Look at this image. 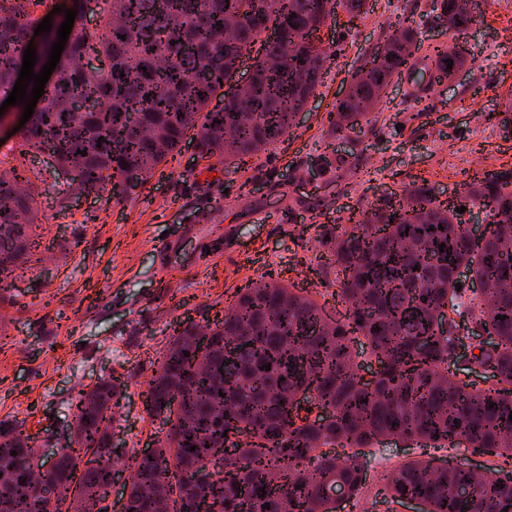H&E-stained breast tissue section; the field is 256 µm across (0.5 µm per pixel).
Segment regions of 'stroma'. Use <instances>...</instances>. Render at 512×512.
I'll return each instance as SVG.
<instances>
[{"label":"stroma","mask_w":512,"mask_h":512,"mask_svg":"<svg viewBox=\"0 0 512 512\" xmlns=\"http://www.w3.org/2000/svg\"><path fill=\"white\" fill-rule=\"evenodd\" d=\"M466 30L469 54L452 77L405 69L382 92L370 122L332 132L330 113L350 74L380 49L388 21L413 17L419 54L447 41L433 0H368L350 19L337 10L315 38L328 51L322 83L284 141L236 167L203 159L184 139L150 180L117 196L111 187L59 193L74 183L39 150L21 154L24 107L6 108L0 149L32 182L31 243L0 288V419L66 446L79 390L106 381L122 392L112 430L132 452L158 446L167 431L144 405L161 354L186 322L223 319L239 288L274 280L310 290L329 315L342 313L339 284L319 245L327 227L423 184L456 199L477 173L512 182V10L479 0ZM431 83V101L412 84ZM407 440L358 451L366 483L352 512H407L385 501L382 475L421 456Z\"/></svg>","instance_id":"obj_1"}]
</instances>
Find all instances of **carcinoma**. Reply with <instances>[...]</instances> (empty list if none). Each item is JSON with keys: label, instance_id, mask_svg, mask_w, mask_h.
Returning <instances> with one entry per match:
<instances>
[{"label": "carcinoma", "instance_id": "1", "mask_svg": "<svg viewBox=\"0 0 512 512\" xmlns=\"http://www.w3.org/2000/svg\"><path fill=\"white\" fill-rule=\"evenodd\" d=\"M40 2L0 0V88L13 84L31 7ZM366 2L112 0L98 27L73 32V53L60 64L23 146L77 171L84 192L110 185L120 194L150 178L189 132L204 158L218 155L231 165L255 156L288 136L321 81L327 54L309 44L313 33L335 9L355 18ZM414 38L411 27L401 38L388 37L353 73L336 101V133L371 114L401 74ZM258 41L249 83L223 91L220 81ZM432 56L444 75L465 60L441 44ZM91 57L107 65L89 67ZM219 93L224 106L213 110ZM80 101L92 110L78 111ZM467 194L490 214L478 242L460 213L437 203L425 186L362 211L357 229L321 239L340 281V319L324 315L308 291L269 282L244 289L214 327L187 323L149 382L148 413L164 417L169 429L158 448L134 453L124 510L159 512L164 484L175 512H339L367 476L364 465L330 452L340 442L370 448L402 436L446 448L463 438L511 459L512 184L486 175ZM32 224L17 168L0 172L1 277L13 272ZM461 268L486 285L485 297L456 290ZM437 317L448 329L435 324ZM465 319L490 323L497 337L474 356L494 371L484 388L448 369ZM361 349L378 362L369 384L356 371ZM301 390L329 419L291 416ZM116 394L101 382L79 395L73 440L42 485L34 470L43 463L29 436L0 420V512H87L91 500L107 503V420ZM226 440L237 451L230 469ZM434 462L423 457L391 470L384 495L417 498L424 512H512L511 475L491 468L478 478L450 463L434 472Z\"/></svg>", "mask_w": 512, "mask_h": 512}]
</instances>
